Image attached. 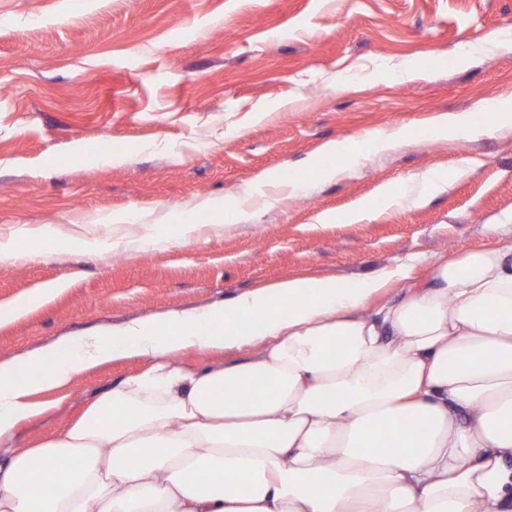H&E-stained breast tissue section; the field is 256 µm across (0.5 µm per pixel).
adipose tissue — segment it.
I'll list each match as a JSON object with an SVG mask.
<instances>
[{"mask_svg": "<svg viewBox=\"0 0 512 512\" xmlns=\"http://www.w3.org/2000/svg\"><path fill=\"white\" fill-rule=\"evenodd\" d=\"M489 230L374 312L389 274L292 279L0 362V512H512V231ZM118 358L149 367L13 447L38 390ZM239 356L238 352L225 350L224 354L220 352L211 353L207 355L199 354L197 352H194L193 350H189L188 352L179 355L176 358V362L179 365L185 366V367H194V366H201L205 364H211V363H223L229 362L234 360Z\"/></svg>", "mask_w": 512, "mask_h": 512, "instance_id": "ef3b65f1", "label": "adipose tissue"}]
</instances>
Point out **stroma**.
I'll return each mask as SVG.
<instances>
[{"label": "stroma", "mask_w": 512, "mask_h": 512, "mask_svg": "<svg viewBox=\"0 0 512 512\" xmlns=\"http://www.w3.org/2000/svg\"><path fill=\"white\" fill-rule=\"evenodd\" d=\"M508 97L512 0H0V239L22 224L76 237L0 261V303L62 288L0 325V361L294 278L355 288L407 263L420 280L440 256L492 247L487 225H512V129L419 134ZM393 128L408 136L396 149L322 153ZM427 173L438 191L386 207L385 191ZM204 200L239 208L236 222L127 249ZM360 203L359 222L319 221ZM146 368L117 359L78 376L16 446ZM470 116L471 113L468 112L441 115L427 127V132L423 136L428 137L429 134L434 138L448 141L468 136L472 133Z\"/></svg>", "instance_id": "obj_1"}]
</instances>
